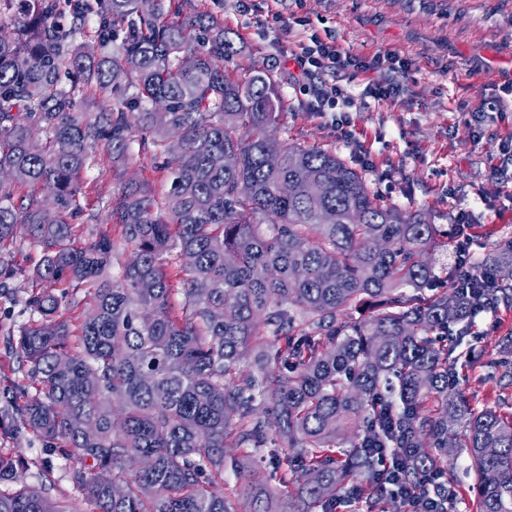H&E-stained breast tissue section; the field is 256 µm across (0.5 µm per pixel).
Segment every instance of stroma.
<instances>
[{
	"instance_id": "obj_1",
	"label": "stroma",
	"mask_w": 512,
	"mask_h": 512,
	"mask_svg": "<svg viewBox=\"0 0 512 512\" xmlns=\"http://www.w3.org/2000/svg\"><path fill=\"white\" fill-rule=\"evenodd\" d=\"M183 9L223 20L229 37L246 46L241 64L273 75L286 99L276 137L336 151L384 203L422 213L451 233L464 229L470 266L482 263L495 243L512 241V112L497 111L501 85L512 82V0H249L244 13L236 0H184ZM295 14L308 16L313 30H330L341 50L360 57L387 50L407 61L403 101L368 97L358 75L319 74L298 84L291 58L298 33L288 28ZM332 80L353 97L351 143L341 139L331 114L309 106L314 91ZM480 98L486 102L480 114L457 108ZM130 176L158 193L169 187L162 160L143 158L124 176L101 150L82 188L85 204L97 208ZM8 255L17 275L0 290V456L20 461L29 486L73 512H88L71 482L79 457L22 423V408L38 397L39 385L16 339L33 320L27 299L41 253L20 236ZM473 330L483 357L466 372L465 394L474 406L497 404L512 413V357L499 353L512 337V307L480 313Z\"/></svg>"
}]
</instances>
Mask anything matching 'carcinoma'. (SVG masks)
<instances>
[{
    "label": "carcinoma",
    "mask_w": 512,
    "mask_h": 512,
    "mask_svg": "<svg viewBox=\"0 0 512 512\" xmlns=\"http://www.w3.org/2000/svg\"><path fill=\"white\" fill-rule=\"evenodd\" d=\"M6 10L0 288L15 275L5 246L22 233L41 251L27 300L40 319L16 340L42 393L24 422L84 462L71 479L90 512H237V500L336 512L354 497L381 512L384 485L413 488L458 451L472 512H512V414L464 398L455 355L466 306L512 303L498 277L512 243L494 248L491 276L469 270L467 289L429 293V253L448 236L377 202L335 152L270 139L275 81L235 63L244 50L224 24L181 0L147 14L138 0H0ZM74 71L80 87L64 82ZM92 86L117 103L78 111ZM135 142L167 158L170 188L158 197L130 179L102 203L133 247L114 282L112 238L77 244L80 175L99 149L134 165ZM350 211L363 222L346 223ZM367 303L368 317L350 318ZM2 477L21 486L0 494V512H70L19 470Z\"/></svg>",
    "instance_id": "1"
}]
</instances>
